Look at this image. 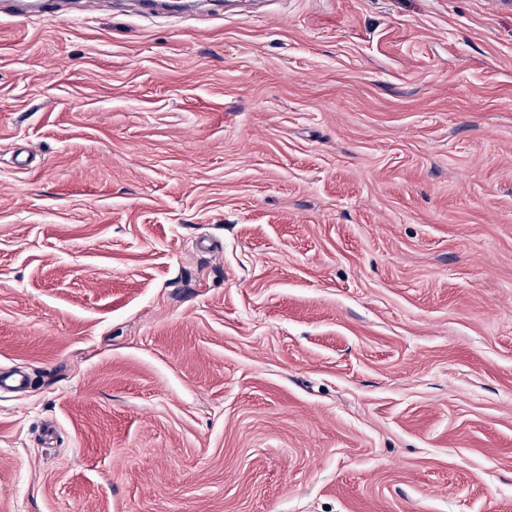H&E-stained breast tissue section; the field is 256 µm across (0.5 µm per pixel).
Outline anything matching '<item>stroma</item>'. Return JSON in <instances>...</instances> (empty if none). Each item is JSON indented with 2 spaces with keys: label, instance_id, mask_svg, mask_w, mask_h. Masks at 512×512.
Listing matches in <instances>:
<instances>
[{
  "label": "stroma",
  "instance_id": "obj_1",
  "mask_svg": "<svg viewBox=\"0 0 512 512\" xmlns=\"http://www.w3.org/2000/svg\"><path fill=\"white\" fill-rule=\"evenodd\" d=\"M0 14V512H512V0Z\"/></svg>",
  "mask_w": 512,
  "mask_h": 512
}]
</instances>
